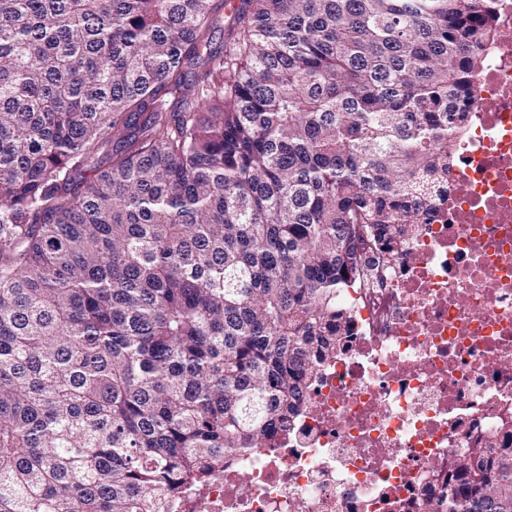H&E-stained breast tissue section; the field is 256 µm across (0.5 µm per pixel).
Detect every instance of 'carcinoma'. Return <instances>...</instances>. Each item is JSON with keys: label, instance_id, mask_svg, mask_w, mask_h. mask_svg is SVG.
I'll use <instances>...</instances> for the list:
<instances>
[{"label": "carcinoma", "instance_id": "1", "mask_svg": "<svg viewBox=\"0 0 512 512\" xmlns=\"http://www.w3.org/2000/svg\"><path fill=\"white\" fill-rule=\"evenodd\" d=\"M0 0V512H160L266 448L366 226L448 195L501 0ZM425 512H512L477 438Z\"/></svg>", "mask_w": 512, "mask_h": 512}]
</instances>
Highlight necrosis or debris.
<instances>
[{"label": "necrosis or debris", "mask_w": 512, "mask_h": 512, "mask_svg": "<svg viewBox=\"0 0 512 512\" xmlns=\"http://www.w3.org/2000/svg\"><path fill=\"white\" fill-rule=\"evenodd\" d=\"M432 223L366 241L351 332L270 447L233 455L164 512H424L474 436L512 433V0Z\"/></svg>", "instance_id": "obj_1"}]
</instances>
